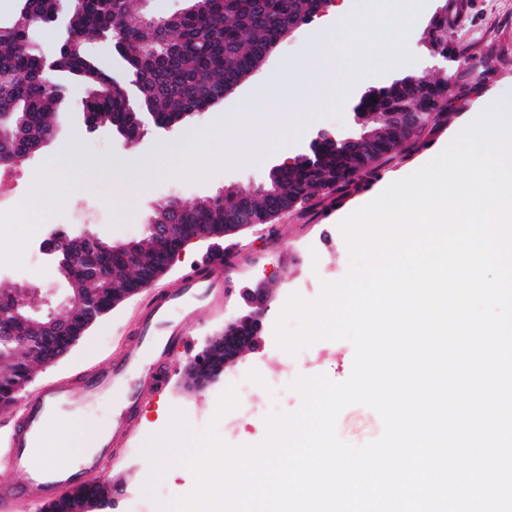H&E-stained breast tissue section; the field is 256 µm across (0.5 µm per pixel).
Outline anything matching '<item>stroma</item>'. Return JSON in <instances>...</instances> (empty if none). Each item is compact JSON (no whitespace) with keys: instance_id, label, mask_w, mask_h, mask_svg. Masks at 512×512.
I'll use <instances>...</instances> for the list:
<instances>
[{"instance_id":"stroma-1","label":"stroma","mask_w":512,"mask_h":512,"mask_svg":"<svg viewBox=\"0 0 512 512\" xmlns=\"http://www.w3.org/2000/svg\"><path fill=\"white\" fill-rule=\"evenodd\" d=\"M447 0H426V9L417 17L406 41L413 60L409 69L428 73L432 63L422 41L436 11ZM459 7L448 19V40L459 51V59L448 68L449 91L445 112L439 123L429 125L418 137L391 160L382 164L376 178L361 182L346 193H329L298 203L271 223L220 239L188 245L183 254L150 287L141 289L100 317L79 341L53 366L35 374L33 385L51 381L79 379L112 364L127 351H136L141 365H149L153 352L138 345L136 332L145 310L163 293L175 288L183 276L216 252L228 253L233 268L225 284L224 308L206 314L189 327L191 347L179 342L169 345L173 368L158 392L148 396L141 408L138 425L131 429L125 445L115 453L103 479L113 486L112 512H166L176 499L194 487V476L183 455L168 454L167 477L143 489L140 472L147 458L143 448L154 434L166 428L168 413H177L193 436H200L209 423H216L219 436L229 445H254L266 435L264 418L230 429L238 413L223 417L215 412L220 396L235 383L236 377L254 378V402H277L281 412L297 411L302 398L296 391H267L266 381L284 366L291 365L299 377L326 375L336 382L351 374L354 347L346 340H320L297 354L280 349L274 327L291 293L313 300L322 285L343 279L350 268V253L339 224L369 198L378 194L394 174L422 160L433 157L446 147L450 133L469 113L496 99L512 98V0H457ZM314 25L297 29L283 39L268 55L265 63L229 94L223 103L201 117L169 129L149 128L141 143L125 149L111 128L88 132L80 110L85 94L83 86H74L70 98L54 118V137L37 155L23 161L29 171L46 169L52 157L75 153L77 161L69 170L74 186L72 195L61 196L53 178H45L40 190L49 204V221L34 225L19 209L0 212V286L39 289L48 302L42 313L64 315V302L70 293L69 282L52 265L43 270L30 267V257L39 253L42 240L55 228L69 232L89 231L100 238L116 241L139 239L143 226L160 202L175 198L191 205L215 196L227 187H259L269 178L271 169L282 163L285 155H297L306 147L307 138L288 146L287 153L271 154L259 165L244 164L224 158L223 140L208 136L207 130L223 115L232 113L250 96L255 86L270 79H287L288 61L306 56ZM402 69L388 64L376 66L369 81L356 85L340 104L318 112L313 130H326L342 137L359 134L353 108L369 90L400 78ZM184 140H198L205 154L218 155L205 178L184 180L174 175L176 147ZM155 157L153 170L141 172L146 190L135 197L117 194L109 170L118 162L135 163L140 157ZM264 284L272 294L269 309L262 319L260 344L243 353L237 362L205 387H195L188 378L186 364L201 351L209 336L223 331L226 324L246 314V293ZM339 438L361 446L379 438L383 425L378 414L367 406L346 407L336 424Z\"/></svg>"}]
</instances>
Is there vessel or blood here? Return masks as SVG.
<instances>
[{"instance_id": "obj_1", "label": "vessel or blood", "mask_w": 512, "mask_h": 512, "mask_svg": "<svg viewBox=\"0 0 512 512\" xmlns=\"http://www.w3.org/2000/svg\"><path fill=\"white\" fill-rule=\"evenodd\" d=\"M230 270L223 257L202 261L174 290L161 296L147 311L139 331L142 339L155 345V361L131 378L134 355H127L110 371L97 375L92 388L101 393L114 387H127V402L111 426L98 438L97 446L67 471L45 465H34L32 456L41 444L44 425L49 418L82 410L86 398L77 384L70 381L51 382L38 388L30 397L26 413L13 430L12 449L0 463L21 474L17 483H0V512H13L16 505L31 508L62 498L65 492L91 490L106 471L113 449L123 447L126 433L135 422L137 402L152 385L157 372L166 370L165 337L183 338L184 329L200 309L219 310L224 306V283Z\"/></svg>"}]
</instances>
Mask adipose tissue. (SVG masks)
Wrapping results in <instances>:
<instances>
[{"label":"adipose tissue","mask_w":512,"mask_h":512,"mask_svg":"<svg viewBox=\"0 0 512 512\" xmlns=\"http://www.w3.org/2000/svg\"><path fill=\"white\" fill-rule=\"evenodd\" d=\"M52 427V438L43 442L36 459L54 467L73 465L80 454L95 448L100 434L99 427L86 418H58Z\"/></svg>","instance_id":"adipose-tissue-1"}]
</instances>
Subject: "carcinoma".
<instances>
[{"instance_id": "1", "label": "carcinoma", "mask_w": 512, "mask_h": 512, "mask_svg": "<svg viewBox=\"0 0 512 512\" xmlns=\"http://www.w3.org/2000/svg\"><path fill=\"white\" fill-rule=\"evenodd\" d=\"M12 20L0 23V115L13 126V136L0 140V166L24 161L36 154L53 133L52 111L80 84L96 95L80 102L91 125L110 126L120 136L135 140L146 123L172 125L181 117L204 113L224 100V89L256 66L267 49L276 44L290 26H302L319 12L323 0H187L184 9L163 24L139 19L134 0H79L71 9L70 43L58 56L50 74L41 67L42 44L37 32L51 23L56 0H18ZM112 37V46L123 68L102 65L87 47L98 39ZM426 40L433 50L448 54V15L434 18ZM376 101H371V98ZM448 97V79L408 73L370 92L358 111L367 119L364 132L380 144L378 155H346L327 141L320 146L322 160L303 161L288 168L274 196H255L248 218L266 224L295 200L317 197L328 185L327 175L336 169L348 176L334 188L345 192L355 184L360 168L371 177L381 165L411 138L421 133L387 129L384 114L417 102L440 119ZM233 194L219 192L197 205L184 206L187 224H222L224 212L237 207ZM180 245L172 238L144 254L149 278L162 271L168 256ZM69 281L92 292L99 313L112 308V291L98 277L112 274V250L89 249L68 266ZM37 337V354L26 355L12 374L0 378V398L17 386L31 382L34 361L53 357L67 349L62 338Z\"/></svg>"}]
</instances>
